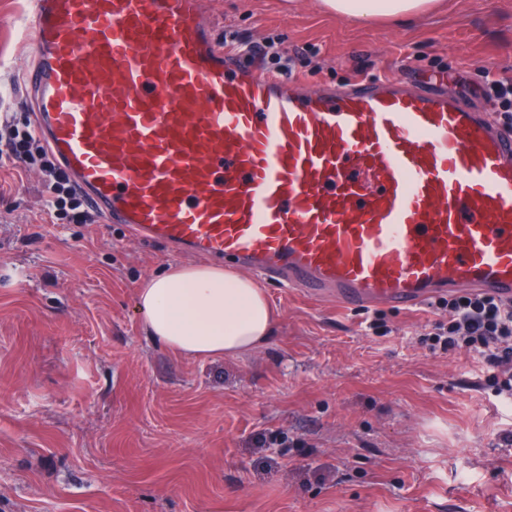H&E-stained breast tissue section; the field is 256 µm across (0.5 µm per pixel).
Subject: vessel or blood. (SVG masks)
<instances>
[{
	"mask_svg": "<svg viewBox=\"0 0 512 512\" xmlns=\"http://www.w3.org/2000/svg\"><path fill=\"white\" fill-rule=\"evenodd\" d=\"M22 85L89 209L346 307L512 302V127L390 77L238 68L203 0H31Z\"/></svg>",
	"mask_w": 512,
	"mask_h": 512,
	"instance_id": "1",
	"label": "vessel or blood"
}]
</instances>
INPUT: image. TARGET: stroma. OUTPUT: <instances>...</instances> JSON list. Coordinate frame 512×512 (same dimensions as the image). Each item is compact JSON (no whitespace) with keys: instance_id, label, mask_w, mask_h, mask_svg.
<instances>
[{"instance_id":"35a3bbf8","label":"stroma","mask_w":512,"mask_h":512,"mask_svg":"<svg viewBox=\"0 0 512 512\" xmlns=\"http://www.w3.org/2000/svg\"><path fill=\"white\" fill-rule=\"evenodd\" d=\"M205 7L217 39L275 43L313 90L385 75L478 101L488 74L512 77V0H441L409 25L322 0ZM29 11L0 0V125L31 119ZM180 262L123 225L50 217L39 169L0 142V512H512V401L421 344L440 311L267 282L269 341L197 360L135 311Z\"/></svg>"}]
</instances>
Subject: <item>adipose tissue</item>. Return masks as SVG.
<instances>
[{
    "label": "adipose tissue",
    "mask_w": 512,
    "mask_h": 512,
    "mask_svg": "<svg viewBox=\"0 0 512 512\" xmlns=\"http://www.w3.org/2000/svg\"><path fill=\"white\" fill-rule=\"evenodd\" d=\"M434 0H323L336 16L360 23L409 20ZM136 309L153 341L183 356L210 359L251 351L272 336L277 315L249 277L208 265H180L138 288Z\"/></svg>",
    "instance_id": "1"
}]
</instances>
